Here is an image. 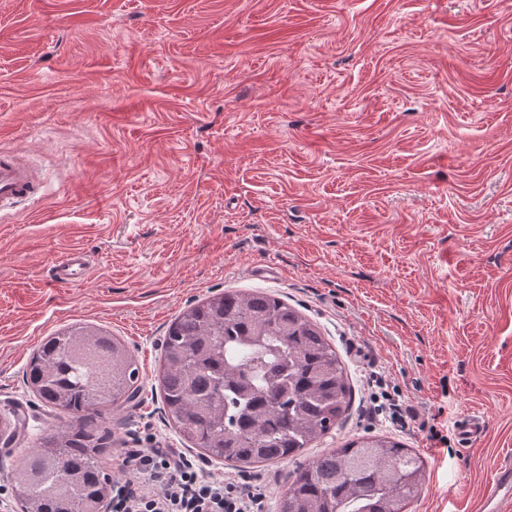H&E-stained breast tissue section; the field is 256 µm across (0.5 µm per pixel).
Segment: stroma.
Wrapping results in <instances>:
<instances>
[{"mask_svg":"<svg viewBox=\"0 0 512 512\" xmlns=\"http://www.w3.org/2000/svg\"><path fill=\"white\" fill-rule=\"evenodd\" d=\"M41 192L0 214V446L8 474L47 424L24 372L84 323L134 354L139 407L113 409L102 470L128 448L190 451L164 415L162 343L227 289L316 321L352 388L347 418L253 468L277 512L310 458L367 435L422 460L404 512H481L512 455V0H0V151ZM88 279L61 285L72 250ZM384 377L413 418L368 417ZM486 429L463 448L461 414Z\"/></svg>","mask_w":512,"mask_h":512,"instance_id":"stroma-1","label":"stroma"}]
</instances>
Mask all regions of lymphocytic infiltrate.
<instances>
[{
	"label": "lymphocytic infiltrate",
	"mask_w": 512,
	"mask_h": 512,
	"mask_svg": "<svg viewBox=\"0 0 512 512\" xmlns=\"http://www.w3.org/2000/svg\"><path fill=\"white\" fill-rule=\"evenodd\" d=\"M111 512H263L265 489L205 473L178 448H129Z\"/></svg>",
	"instance_id": "1"
}]
</instances>
